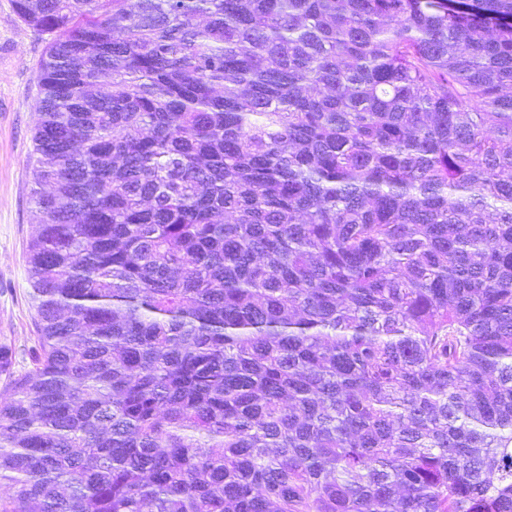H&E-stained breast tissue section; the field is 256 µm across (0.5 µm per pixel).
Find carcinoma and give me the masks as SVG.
<instances>
[{"label": "carcinoma", "instance_id": "1", "mask_svg": "<svg viewBox=\"0 0 512 512\" xmlns=\"http://www.w3.org/2000/svg\"><path fill=\"white\" fill-rule=\"evenodd\" d=\"M14 4L0 512H512V0ZM44 37L14 0H0V347L12 351L14 375L32 371L37 352L26 252L39 230L31 157Z\"/></svg>", "mask_w": 512, "mask_h": 512}]
</instances>
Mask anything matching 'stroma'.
Listing matches in <instances>:
<instances>
[{"label": "stroma", "instance_id": "obj_1", "mask_svg": "<svg viewBox=\"0 0 512 512\" xmlns=\"http://www.w3.org/2000/svg\"><path fill=\"white\" fill-rule=\"evenodd\" d=\"M44 52L14 0H0V347L12 351L18 375L33 370L37 348L26 252L39 230L31 157Z\"/></svg>", "mask_w": 512, "mask_h": 512}]
</instances>
